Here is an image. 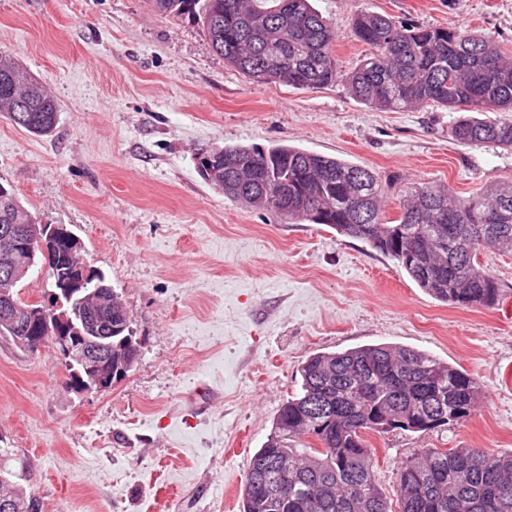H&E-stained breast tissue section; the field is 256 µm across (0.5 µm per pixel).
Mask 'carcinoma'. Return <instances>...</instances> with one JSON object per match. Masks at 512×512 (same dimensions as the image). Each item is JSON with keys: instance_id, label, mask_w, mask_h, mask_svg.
<instances>
[{"instance_id": "carcinoma-1", "label": "carcinoma", "mask_w": 512, "mask_h": 512, "mask_svg": "<svg viewBox=\"0 0 512 512\" xmlns=\"http://www.w3.org/2000/svg\"><path fill=\"white\" fill-rule=\"evenodd\" d=\"M157 13L202 24L211 47L260 84L315 90L338 80L381 111L435 105L462 113L464 145L512 149V124L473 116L512 111V56L481 34L398 25L366 11L352 29L375 52L342 72L334 27L311 0H152ZM0 112L34 135L56 126L57 100L12 56L0 54ZM202 178L228 199L285 222L324 224L392 258L434 298L499 305L503 289L478 262L512 253V182L467 198L427 183L406 187L399 223L384 219L383 189L364 167L288 145H226L197 157ZM36 220L0 185V227ZM127 313L112 293V370L136 363ZM300 391L282 404L250 460L242 512H392L373 475L367 431L446 429L471 415L481 382L414 347L386 343L310 355ZM0 448V500L42 512ZM399 512H512V451L420 448L398 472Z\"/></svg>"}]
</instances>
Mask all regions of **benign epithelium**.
I'll return each mask as SVG.
<instances>
[{
  "instance_id": "benign-epithelium-1",
  "label": "benign epithelium",
  "mask_w": 512,
  "mask_h": 512,
  "mask_svg": "<svg viewBox=\"0 0 512 512\" xmlns=\"http://www.w3.org/2000/svg\"><path fill=\"white\" fill-rule=\"evenodd\" d=\"M12 243V260L4 269V280L14 285L27 277L35 265V253L49 256L61 253L62 268L50 272L53 287L76 301L71 311L36 308L27 312L24 322L17 314L8 295L0 296V321L10 325L15 343L25 350L42 347L40 331L51 320L60 332L56 337L59 356L79 350V368L73 371L69 385L78 390L112 388V321L91 317L85 311L90 299L100 306L112 297V286L97 283L99 275L81 259L83 244L64 224H16L5 233Z\"/></svg>"
}]
</instances>
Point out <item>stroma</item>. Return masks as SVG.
<instances>
[{
  "label": "stroma",
  "mask_w": 512,
  "mask_h": 512,
  "mask_svg": "<svg viewBox=\"0 0 512 512\" xmlns=\"http://www.w3.org/2000/svg\"><path fill=\"white\" fill-rule=\"evenodd\" d=\"M351 70L368 10L478 32L512 52V0H313ZM59 104L35 136L0 114V184L41 224L67 225L122 299L139 349L112 389L79 391L51 347L0 335V448L31 474L43 512H240L250 460L308 355L377 343L430 352L478 378L484 399L448 430L370 433L390 506L420 448L512 450V255L479 261L499 306L436 300L391 258L322 224L281 223L224 197L196 169L231 144H288L371 169L387 220L406 184L459 197L512 181V152L465 146L455 113L382 112L343 83L258 84L201 25L150 0H0V53Z\"/></svg>",
  "instance_id": "35a3bbf8"
}]
</instances>
